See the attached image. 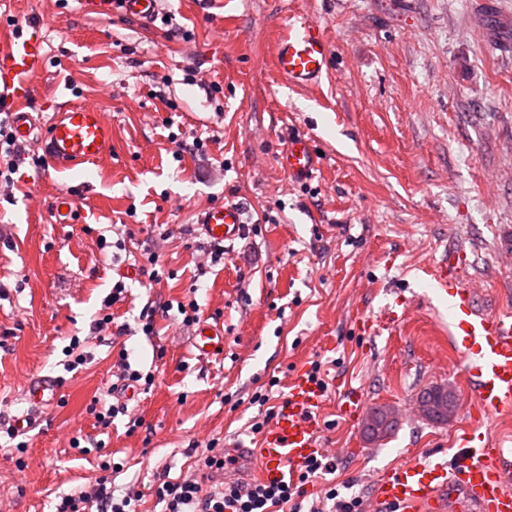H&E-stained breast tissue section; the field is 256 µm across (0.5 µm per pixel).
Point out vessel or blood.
<instances>
[{"instance_id":"vessel-or-blood-1","label":"vessel or blood","mask_w":512,"mask_h":512,"mask_svg":"<svg viewBox=\"0 0 512 512\" xmlns=\"http://www.w3.org/2000/svg\"><path fill=\"white\" fill-rule=\"evenodd\" d=\"M87 15L108 17L120 7L124 17L140 25H153L164 10L165 0H77ZM329 44L312 21L294 23L278 39L273 64L290 85L308 87L320 81L327 69ZM43 27L30 22L16 34L0 40V112L10 115L16 141H38L54 166L72 169L99 159L112 140V125L104 112L88 105H72L50 121L31 112L34 80L44 69ZM282 169L297 182L310 179L319 160L306 138L289 140L280 157ZM56 223L70 224L77 217L71 193L62 192L53 202ZM198 224L210 242L226 244L243 229V210L235 204L211 206ZM465 259L460 251L448 256V270L437 277L452 309L449 333L452 347L462 362L463 373L474 390L470 423L490 415L512 413V315L484 314L474 292L463 282ZM193 346L201 357L221 355L224 328L200 322ZM62 384L52 376L29 378L26 393L38 408L54 404ZM326 391L311 379L306 368L289 378L288 394L279 403L274 419L255 448H229L235 462L252 460L260 478L280 482L295 478L310 459L326 455L322 445ZM512 443L489 447L474 433L460 437L451 461L404 462L379 480L374 512H512Z\"/></svg>"}]
</instances>
